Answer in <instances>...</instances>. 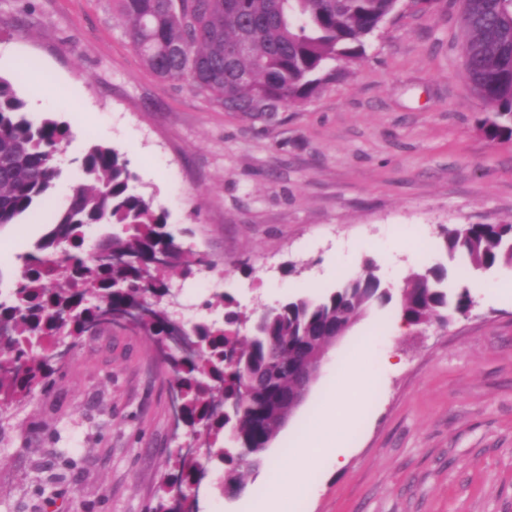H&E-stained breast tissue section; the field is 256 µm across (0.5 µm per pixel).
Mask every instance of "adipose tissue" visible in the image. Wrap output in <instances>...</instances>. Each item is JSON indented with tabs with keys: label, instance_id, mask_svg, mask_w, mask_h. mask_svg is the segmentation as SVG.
Returning <instances> with one entry per match:
<instances>
[{
	"label": "adipose tissue",
	"instance_id": "obj_1",
	"mask_svg": "<svg viewBox=\"0 0 512 512\" xmlns=\"http://www.w3.org/2000/svg\"><path fill=\"white\" fill-rule=\"evenodd\" d=\"M345 372L349 378L347 391L336 394L327 408V417L340 421L351 417L361 401L364 391L372 382L370 373L358 369L356 363H348ZM322 427L310 426L298 439L289 462L272 461L270 471L278 484L287 486L289 494H299L307 489L306 478L316 466L319 458L338 459V449L324 446L321 440Z\"/></svg>",
	"mask_w": 512,
	"mask_h": 512
}]
</instances>
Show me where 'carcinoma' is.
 I'll use <instances>...</instances> for the list:
<instances>
[{"mask_svg":"<svg viewBox=\"0 0 512 512\" xmlns=\"http://www.w3.org/2000/svg\"><path fill=\"white\" fill-rule=\"evenodd\" d=\"M398 0H112V12L142 64L157 77L186 81L224 111L249 122H273L289 104L311 98L324 81L328 60L363 53L365 40L391 15ZM466 32V71L478 96L494 110L484 131L491 140L512 139V0H459ZM69 125L50 115L36 122L13 83L0 77V228L14 224L45 200L63 170L58 147ZM79 168L82 182L37 245L10 296L0 297V333L11 350L0 355V404L29 399L55 372L57 337L75 347L102 312L156 308L143 327L147 336L167 332L172 312L159 306L170 287L168 273L186 277V251L167 230V214L131 188L134 175L115 147L90 144ZM120 225L125 234L105 233L107 248L130 262L100 265L82 256L85 229ZM450 258L476 270L512 266V223L464 224L443 232ZM162 266L154 265L157 254ZM448 269L427 267L410 274L400 291L402 319L410 324L448 320L473 301L466 289L448 297ZM393 300L390 288L368 263L363 273L318 297L300 296L255 317L229 310L224 325L196 323L202 350L171 358L173 391L181 417L218 440L229 429L235 451L221 457L234 464L224 474V493L246 488L240 468L257 469L264 452L293 414L282 394L297 388L294 374L316 348L336 341V329L353 325L375 305ZM225 398L226 418L211 412Z\"/></svg>","mask_w":512,"mask_h":512,"instance_id":"obj_1","label":"carcinoma"}]
</instances>
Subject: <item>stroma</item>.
<instances>
[{
  "label": "stroma",
  "mask_w": 512,
  "mask_h": 512,
  "mask_svg": "<svg viewBox=\"0 0 512 512\" xmlns=\"http://www.w3.org/2000/svg\"><path fill=\"white\" fill-rule=\"evenodd\" d=\"M464 41L458 0H399L361 56L328 62L312 98L253 124L146 69L109 0H0V76L33 118L56 114L72 133L46 205L0 228V292L68 203L93 142L125 153L183 250L210 262V286L184 282L190 322L223 321L221 296L247 313L273 308L370 261L395 290L447 263L470 311L408 326L398 304L371 308L268 454L288 459L355 358L375 385L336 432L339 463L321 460L285 512H512V295L498 289L512 266L448 263L442 236L512 223V139L484 133L491 110L466 77ZM60 343L72 351L49 387L0 409V512H154L198 435L172 425L168 363L133 329ZM54 453L78 466L50 484L38 465ZM224 470L207 463L192 512H243L283 492L263 466L227 497Z\"/></svg>",
  "instance_id": "35a3bbf8"
}]
</instances>
